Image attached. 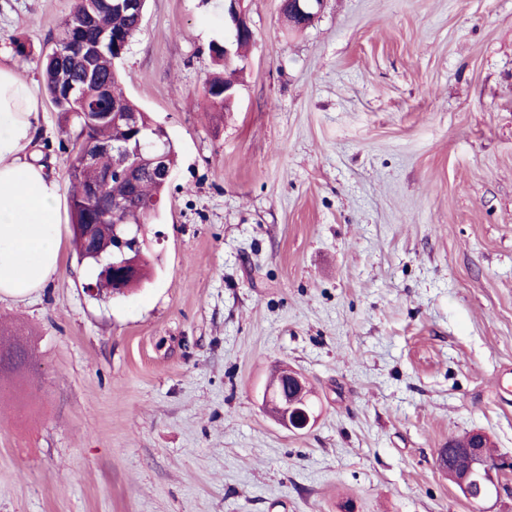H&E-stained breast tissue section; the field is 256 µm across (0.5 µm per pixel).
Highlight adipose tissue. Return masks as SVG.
I'll return each mask as SVG.
<instances>
[{
    "instance_id": "adipose-tissue-1",
    "label": "adipose tissue",
    "mask_w": 512,
    "mask_h": 512,
    "mask_svg": "<svg viewBox=\"0 0 512 512\" xmlns=\"http://www.w3.org/2000/svg\"><path fill=\"white\" fill-rule=\"evenodd\" d=\"M41 124L34 81L0 62V295L24 297L57 272L63 183L28 160Z\"/></svg>"
}]
</instances>
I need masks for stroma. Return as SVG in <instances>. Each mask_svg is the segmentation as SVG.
<instances>
[{"label":"stroma","mask_w":512,"mask_h":512,"mask_svg":"<svg viewBox=\"0 0 512 512\" xmlns=\"http://www.w3.org/2000/svg\"><path fill=\"white\" fill-rule=\"evenodd\" d=\"M73 4L0 0L20 75ZM244 7L227 111L213 0H147L118 63L179 154L149 282L88 293L65 214L57 273L0 298L32 349L0 374V512H474L438 449L480 431L512 456V0H323L298 31ZM281 369L306 429L263 402ZM265 401L276 406V418L286 428L303 430L313 419L308 410L306 382L299 374L286 373L283 383L269 387Z\"/></svg>","instance_id":"1"}]
</instances>
